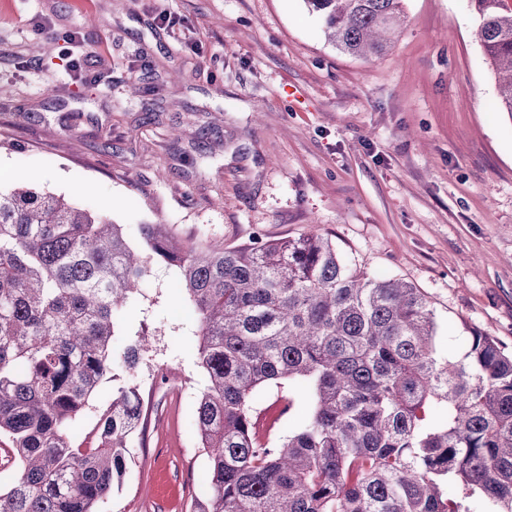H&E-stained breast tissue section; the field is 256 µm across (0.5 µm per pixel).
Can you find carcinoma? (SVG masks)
I'll return each instance as SVG.
<instances>
[{"instance_id": "cac0c4a2", "label": "carcinoma", "mask_w": 512, "mask_h": 512, "mask_svg": "<svg viewBox=\"0 0 512 512\" xmlns=\"http://www.w3.org/2000/svg\"><path fill=\"white\" fill-rule=\"evenodd\" d=\"M402 0H305L357 56L392 44ZM479 38L512 118V3L475 0ZM135 245L91 208L24 184L0 191V436L16 478L0 512H97L142 418L144 330L113 350L156 267L198 316L208 458L198 512H512V352L484 332L448 356L428 298L371 276L322 234L226 246L144 224ZM112 399L94 405L103 381ZM301 390L309 414L274 441L255 396ZM97 412L90 444L74 440Z\"/></svg>"}]
</instances>
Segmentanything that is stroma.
I'll list each match as a JSON object with an SVG mask.
<instances>
[{"mask_svg": "<svg viewBox=\"0 0 512 512\" xmlns=\"http://www.w3.org/2000/svg\"><path fill=\"white\" fill-rule=\"evenodd\" d=\"M402 6L390 50L365 58L332 46L304 0H0V190L104 210L133 238L142 224L228 246L321 233L419 288L445 352L474 329L512 352V118L474 0ZM144 293L121 324L157 331L136 374L144 423L99 512H197L198 318L164 269ZM154 368L183 392L146 387Z\"/></svg>", "mask_w": 512, "mask_h": 512, "instance_id": "obj_1", "label": "stroma"}]
</instances>
